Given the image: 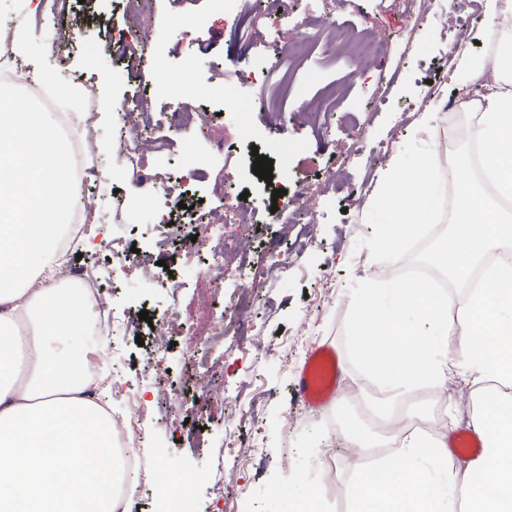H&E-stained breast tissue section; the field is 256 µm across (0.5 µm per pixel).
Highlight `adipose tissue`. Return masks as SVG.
Returning a JSON list of instances; mask_svg holds the SVG:
<instances>
[{"instance_id":"ef3b65f1","label":"adipose tissue","mask_w":512,"mask_h":512,"mask_svg":"<svg viewBox=\"0 0 512 512\" xmlns=\"http://www.w3.org/2000/svg\"><path fill=\"white\" fill-rule=\"evenodd\" d=\"M474 77L497 78L476 105L484 180L512 198V41L493 61L469 60ZM49 116L20 111L0 92V512H115L120 468L112 457V387L88 385L83 358L54 351L50 340L88 329L90 305L64 288L56 237L74 193L64 173L69 150L48 140ZM441 166L431 142L419 166L391 159L376 191L395 186L397 219L377 238L393 251L427 223V201ZM456 228L440 261L466 300L435 296L415 281L374 279L354 289L356 353L387 383L396 407L417 380L444 386L451 373L470 380L477 397L468 425L483 441L467 466L448 455V425L434 438L397 440L392 459L358 473L354 512H512V219L461 172Z\"/></svg>"}]
</instances>
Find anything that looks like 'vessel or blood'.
<instances>
[{"instance_id":"vessel-or-blood-1","label":"vessel or blood","mask_w":512,"mask_h":512,"mask_svg":"<svg viewBox=\"0 0 512 512\" xmlns=\"http://www.w3.org/2000/svg\"><path fill=\"white\" fill-rule=\"evenodd\" d=\"M340 374L341 363L335 350L328 346L315 349L294 386L296 399L316 407L329 404L335 396ZM448 446L456 455L472 458L480 453L482 444L472 432L462 431L449 440Z\"/></svg>"}]
</instances>
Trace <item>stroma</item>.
Masks as SVG:
<instances>
[{"label":"stroma","instance_id":"35a3bbf8","mask_svg":"<svg viewBox=\"0 0 512 512\" xmlns=\"http://www.w3.org/2000/svg\"><path fill=\"white\" fill-rule=\"evenodd\" d=\"M24 3L0 0V22H21L28 57L38 61L41 74H58L63 82L59 108L87 124L94 176L83 199L88 243L81 264L96 263L105 245L119 238L155 263L157 276L178 284L174 302H167L131 268L104 302L133 316L132 326L98 350L87 337L70 340L80 353L97 351L102 374L117 390L116 410H124L130 388L145 408L135 448L139 464L127 476V512H158L164 492L156 475L166 465L190 477L198 512H288L301 475L315 485L322 512H350L362 456L343 433L328 430L326 412L293 404L290 392L311 349L328 345L346 366L344 391L360 396L350 416L386 396L384 385L351 354L349 300L354 288L410 251L374 249L392 221V201L367 197L347 204L351 189L378 179L385 160L356 156L336 178L330 157L344 155L357 131L387 143L403 169H412L429 149L428 136L415 130L423 110L471 85L462 57L448 44L449 32L460 33L464 55L490 56L492 41L482 27L467 24L452 0H436L419 32L410 28L414 0H351L333 15L328 0H236L229 13L215 0H150L145 8L138 0H42L61 21L53 29L23 14ZM380 29L389 36L380 58L354 62L337 48L338 36ZM306 34L314 46L295 68L290 95H283L268 68L283 47ZM245 72L256 75L254 84H241ZM382 77L393 80L390 96L380 111H368ZM124 100L166 114L152 129L155 147L132 156L113 146L116 132L136 137L112 109ZM243 102L252 106L246 135L238 117ZM177 112L203 113L205 123L177 124ZM258 154L272 159V182L284 190L305 185L308 201L300 213L272 218L270 182L252 170ZM133 165L144 185L115 206L113 192L124 189ZM189 166L200 176L182 185L179 208L160 180ZM239 200L247 203L244 221L232 230L249 249L224 255V304L235 305L244 271L266 280L253 311L265 333L243 343L229 336L223 350H209L204 338L217 315L208 284L193 274L199 256L183 240L196 232L193 210ZM274 252L287 255V272L270 262ZM144 310L149 320H140ZM200 349L213 367L205 401L184 388L193 373L191 356ZM153 354L165 372L160 383L137 370ZM406 407L413 423L433 436L449 418L467 419L472 387L456 374L447 396L422 386ZM187 424L201 430L197 447L178 442ZM231 428L248 437L233 454L225 449Z\"/></svg>","mask_w":512,"mask_h":512}]
</instances>
